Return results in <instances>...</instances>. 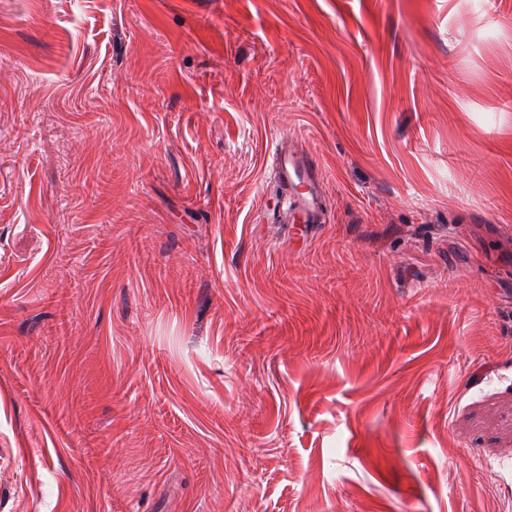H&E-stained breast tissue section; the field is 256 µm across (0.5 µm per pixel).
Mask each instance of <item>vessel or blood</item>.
<instances>
[{
	"instance_id": "vessel-or-blood-1",
	"label": "vessel or blood",
	"mask_w": 512,
	"mask_h": 512,
	"mask_svg": "<svg viewBox=\"0 0 512 512\" xmlns=\"http://www.w3.org/2000/svg\"><path fill=\"white\" fill-rule=\"evenodd\" d=\"M271 164L283 190L272 210V219L291 224L297 231L312 232L315 225L324 223L327 208L319 165L313 157L284 141L275 143Z\"/></svg>"
}]
</instances>
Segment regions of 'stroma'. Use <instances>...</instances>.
Returning <instances> with one entry per match:
<instances>
[{
  "instance_id": "35a3bbf8",
  "label": "stroma",
  "mask_w": 512,
  "mask_h": 512,
  "mask_svg": "<svg viewBox=\"0 0 512 512\" xmlns=\"http://www.w3.org/2000/svg\"><path fill=\"white\" fill-rule=\"evenodd\" d=\"M0 512H512V0H0ZM271 164L277 185L285 190L272 210L273 220L292 224L297 234L307 235L315 224H324L327 203L323 194L322 173L315 159L288 146V141L275 143Z\"/></svg>"
}]
</instances>
